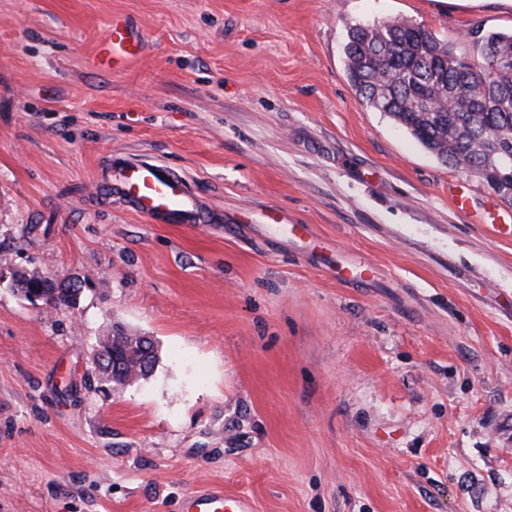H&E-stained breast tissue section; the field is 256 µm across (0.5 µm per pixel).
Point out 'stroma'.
I'll return each mask as SVG.
<instances>
[{
  "instance_id": "35a3bbf8",
  "label": "stroma",
  "mask_w": 512,
  "mask_h": 512,
  "mask_svg": "<svg viewBox=\"0 0 512 512\" xmlns=\"http://www.w3.org/2000/svg\"><path fill=\"white\" fill-rule=\"evenodd\" d=\"M116 15L148 50L101 72ZM396 18L512 29L492 0H0V512H179L210 486L258 512H512V205L359 102L346 30ZM139 155L215 221L101 202L99 169ZM20 270L76 305L31 304ZM117 325L157 355L124 386L93 361ZM59 288H54L53 284H45L46 288H43L44 291L42 293L41 302L53 308L61 307V306H72L76 304L79 295H77L78 291L81 288H77V285L74 283H69V281H59L56 282ZM75 288L76 290L73 293H70L69 289Z\"/></svg>"
}]
</instances>
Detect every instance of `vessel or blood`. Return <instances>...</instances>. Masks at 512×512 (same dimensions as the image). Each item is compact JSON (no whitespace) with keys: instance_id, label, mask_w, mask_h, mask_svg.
<instances>
[{"instance_id":"obj_1","label":"vessel or blood","mask_w":512,"mask_h":512,"mask_svg":"<svg viewBox=\"0 0 512 512\" xmlns=\"http://www.w3.org/2000/svg\"><path fill=\"white\" fill-rule=\"evenodd\" d=\"M145 45L139 27L125 18L113 17L105 37L98 43L93 62L103 71L116 72L139 56ZM94 191L104 200L122 199L134 212L154 224H202L208 221L205 204L180 175L153 159L116 158L110 160L95 183ZM181 512H256L250 497L225 496L218 489L189 492Z\"/></svg>"}]
</instances>
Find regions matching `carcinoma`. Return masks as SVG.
<instances>
[{"label": "carcinoma", "instance_id": "carcinoma-1", "mask_svg": "<svg viewBox=\"0 0 512 512\" xmlns=\"http://www.w3.org/2000/svg\"><path fill=\"white\" fill-rule=\"evenodd\" d=\"M470 52L410 21L348 28L343 47L350 86L367 108L382 112L441 162L475 174L512 205V31L467 33ZM444 99L440 111L432 102ZM18 293L40 286L39 273H14ZM79 295L46 285L41 302L76 304Z\"/></svg>", "mask_w": 512, "mask_h": 512}]
</instances>
